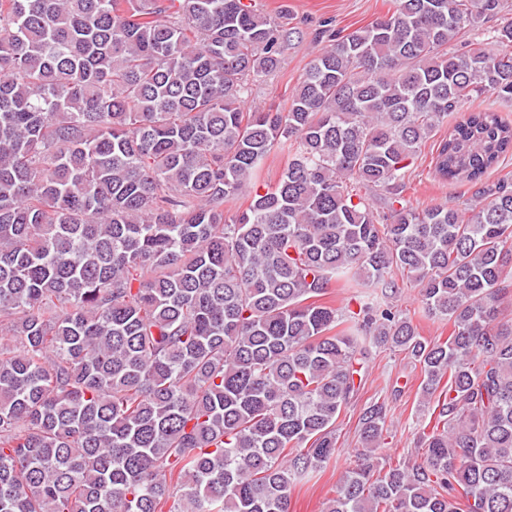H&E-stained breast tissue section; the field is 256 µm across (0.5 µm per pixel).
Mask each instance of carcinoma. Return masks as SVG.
<instances>
[{
  "mask_svg": "<svg viewBox=\"0 0 512 512\" xmlns=\"http://www.w3.org/2000/svg\"><path fill=\"white\" fill-rule=\"evenodd\" d=\"M391 2L288 109L247 111L300 37L286 9L0 0V512H290L381 346L420 366L424 451L379 455L370 402L325 512H512V187L463 210L403 196L448 113L512 100V52L448 50L488 22L512 44V17ZM509 153L512 124L470 112L434 175L476 185ZM399 273L447 338L395 304ZM288 164V148H275L265 160L262 177L268 184H274Z\"/></svg>",
  "mask_w": 512,
  "mask_h": 512,
  "instance_id": "1",
  "label": "carcinoma"
}]
</instances>
